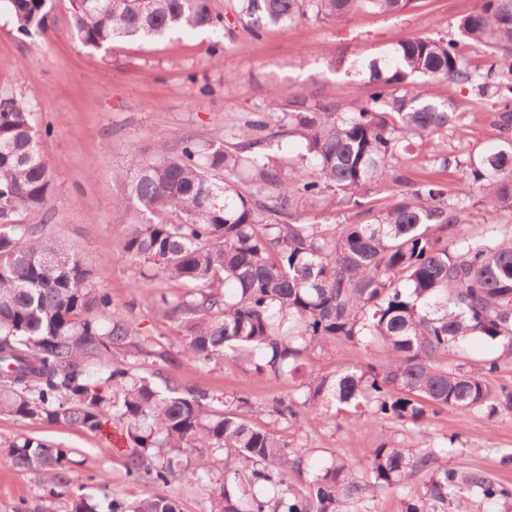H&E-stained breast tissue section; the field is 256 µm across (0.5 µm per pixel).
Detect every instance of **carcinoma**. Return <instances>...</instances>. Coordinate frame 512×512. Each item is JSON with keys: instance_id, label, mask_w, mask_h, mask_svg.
<instances>
[{"instance_id": "obj_1", "label": "carcinoma", "mask_w": 512, "mask_h": 512, "mask_svg": "<svg viewBox=\"0 0 512 512\" xmlns=\"http://www.w3.org/2000/svg\"><path fill=\"white\" fill-rule=\"evenodd\" d=\"M23 38L54 24L50 0H0ZM413 0H236L234 11L257 36L301 19L345 22L361 11L398 13ZM70 28L83 46L155 42L224 26L210 0H69ZM460 37L488 48L472 66L455 39L418 36L376 57L328 63L357 74L363 101L342 110L334 101L286 113L299 136L298 168L273 165V144L246 122L227 134L233 144L200 147L151 161L133 159L113 174L120 206L136 204L145 221L133 225L122 250L130 259L181 283L162 294L165 313L187 333L188 359L207 366L228 359L276 377L298 372L303 355L338 341L380 344L387 360L320 372L286 396L253 403L219 400L187 390L173 373L180 361L163 344L137 336L121 319L74 253L36 239L12 220L44 203L50 187L39 150L35 113L27 99L0 97V413L50 425L105 433L119 425L122 465L133 483L166 487L178 477L203 479L184 457L198 441L248 463L247 472L210 487L211 512H362L371 491L399 496L400 512H448L464 491L484 501L512 499V485L439 465L449 448L371 450L369 466L324 460L302 487L288 481L306 455L263 424L291 427L306 413L420 425L449 407L463 415L512 414V388L495 386L498 360L471 367L450 362L480 337L512 355V240L491 229L477 238L448 239L460 222L445 189L416 183L401 156L412 141L448 132L458 115L431 86L448 80L479 97L498 98V143L465 161L464 189L488 190L487 202L512 209V0H478L457 23ZM253 174L255 189L239 187ZM410 188L380 207H363L373 184ZM273 192L264 195L265 187ZM330 200L354 210L352 224H317L299 211ZM72 448L37 438L0 441V461L51 475L47 492L6 512H98L72 491ZM415 473L429 479L409 489ZM109 512H180L163 493Z\"/></svg>"}]
</instances>
